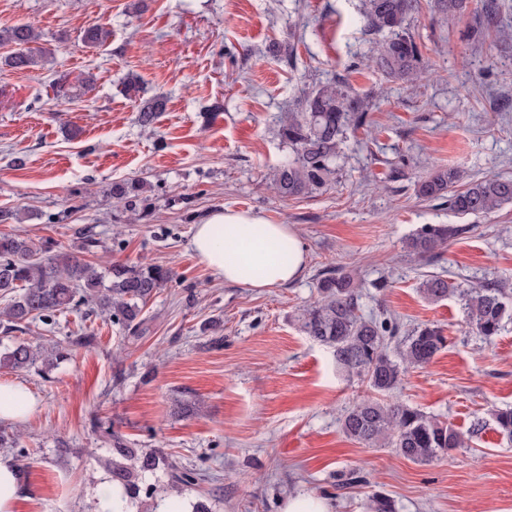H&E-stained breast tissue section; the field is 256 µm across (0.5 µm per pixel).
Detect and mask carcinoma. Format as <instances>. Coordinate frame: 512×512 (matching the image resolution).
Returning a JSON list of instances; mask_svg holds the SVG:
<instances>
[{
    "label": "carcinoma",
    "instance_id": "cac0c4a2",
    "mask_svg": "<svg viewBox=\"0 0 512 512\" xmlns=\"http://www.w3.org/2000/svg\"><path fill=\"white\" fill-rule=\"evenodd\" d=\"M442 14L462 12L467 0H434ZM418 0H362L363 33L389 37L380 41L373 55L376 67L386 76L413 89L426 76L421 50L404 32V24ZM111 32L99 25L89 27L84 42L105 43ZM40 34L30 24L0 29V46L14 51L4 58L13 69L31 68L45 57L30 47ZM162 108L158 98L140 99L137 121L151 127ZM368 102L341 81L329 82L304 95L300 110L280 120L278 135L288 144V158L273 175L277 193L284 198L309 196L322 189L339 168L341 148L348 130L366 124ZM143 185L131 181L112 188L113 194L133 207L140 200ZM417 194L426 200L445 199L457 215L479 217L512 204V179L485 177L463 181L455 167H436L417 182ZM456 234L447 224H425L406 241L407 251L426 261L437 254ZM172 281V273L157 265L115 262L100 271L74 252L53 250L46 242L37 246L25 238L0 236V318L5 330L39 320L49 321L56 313L93 305L109 315L112 324L125 330L138 328L142 305ZM320 299L304 310L301 327L306 335L332 349L336 364L366 382L375 393L386 396L396 391L401 375L409 367L423 368L446 346L442 329L425 325L397 341V324L366 318L360 313V293L353 276L342 272L323 274ZM430 301L458 298L467 312L469 325L487 340L501 333L512 320V288L505 281L479 288H458L442 275H429L421 283ZM40 357L26 343H16L0 352V368L28 369ZM494 431L512 442V407L493 413ZM343 433L367 447H389L415 463L426 464L456 448L468 446V437L486 429L480 418L469 434L437 420L418 408L399 401L370 398L350 408L341 421ZM369 512H397L394 501L375 493Z\"/></svg>",
    "mask_w": 512,
    "mask_h": 512
}]
</instances>
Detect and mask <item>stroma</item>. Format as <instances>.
Masks as SVG:
<instances>
[{
	"instance_id": "35a3bbf8",
	"label": "stroma",
	"mask_w": 512,
	"mask_h": 512,
	"mask_svg": "<svg viewBox=\"0 0 512 512\" xmlns=\"http://www.w3.org/2000/svg\"><path fill=\"white\" fill-rule=\"evenodd\" d=\"M359 5L0 0V28L32 24L47 52L33 68L0 64V210L11 214L0 235L49 241L102 268L173 273L135 334L85 308L50 326L0 327V350L24 342L64 354L50 367L0 369V382L25 384L39 401L24 420L0 421V435L17 441L5 451L22 474L14 512H91L120 446L163 461L135 478L130 512H161L174 495L197 512H282L299 492L326 497L334 512H368L376 492L398 512H512V443L492 429L428 464L347 438L342 415L372 391L301 328L322 271L352 274L364 316L396 318L404 333L433 324L447 338L429 365L404 372L394 399L464 433L475 417L512 407V321L485 341L457 299L431 302L420 290L433 273L464 288L512 277V205L461 217L416 195L420 175L437 166L512 177V40L489 31L477 43L474 10L444 20L419 0L405 27L428 76L410 92L371 63ZM92 25L110 30L104 44L83 42ZM131 79L141 95L126 93ZM334 79L369 101L367 124L349 133L326 190L281 198L271 186L288 153L279 120ZM143 96L165 101L150 129L136 121ZM133 179L149 185L140 216L112 196ZM223 207L294 225L303 275L257 290L200 264L194 228ZM425 224L463 229L431 264L405 248ZM81 333L88 343L72 344ZM176 470L200 479L175 485Z\"/></svg>"
}]
</instances>
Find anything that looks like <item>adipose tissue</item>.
Listing matches in <instances>:
<instances>
[{
  "label": "adipose tissue",
  "instance_id": "obj_1",
  "mask_svg": "<svg viewBox=\"0 0 512 512\" xmlns=\"http://www.w3.org/2000/svg\"><path fill=\"white\" fill-rule=\"evenodd\" d=\"M192 248L218 278L245 288L295 281L306 266L305 245L293 225L273 224L248 210L209 213L195 227ZM37 405L25 385L0 382V421L24 419Z\"/></svg>",
  "mask_w": 512,
  "mask_h": 512
}]
</instances>
